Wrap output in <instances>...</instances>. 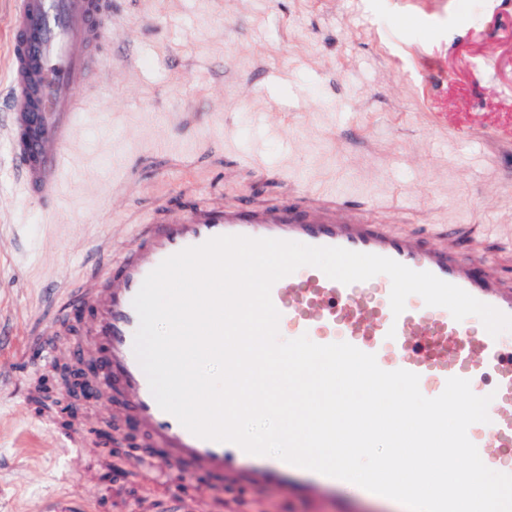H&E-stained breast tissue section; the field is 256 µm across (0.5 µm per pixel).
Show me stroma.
Here are the masks:
<instances>
[{
	"label": "stroma",
	"instance_id": "stroma-1",
	"mask_svg": "<svg viewBox=\"0 0 512 512\" xmlns=\"http://www.w3.org/2000/svg\"><path fill=\"white\" fill-rule=\"evenodd\" d=\"M107 61L84 92L58 205L32 204L4 122L9 18L0 0V512H337L221 476L160 471L114 431L109 402L69 418L42 396L72 337L43 312L46 289L81 290L94 259L127 257L145 225L182 206L273 205L286 178L308 202L344 195L395 232L478 251L512 280V0H111ZM135 58L120 61L118 50ZM276 137L260 170L241 142L257 114ZM39 326L50 344L16 356ZM53 424H44V417ZM79 430L83 447L62 448Z\"/></svg>",
	"mask_w": 512,
	"mask_h": 512
}]
</instances>
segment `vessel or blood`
<instances>
[{"instance_id": "1", "label": "vessel or blood", "mask_w": 512, "mask_h": 512, "mask_svg": "<svg viewBox=\"0 0 512 512\" xmlns=\"http://www.w3.org/2000/svg\"><path fill=\"white\" fill-rule=\"evenodd\" d=\"M112 13L98 0H19L11 18L8 56L12 112L10 144L22 184L40 202L58 200L67 153L82 118V89L100 68L96 55L112 36ZM225 235L336 246L392 258L461 287L483 303L512 315V282L485 269L482 256L466 258L447 245L426 244L384 225L309 210L285 197L272 207L250 203L230 210L196 207L174 213L143 236L131 256L111 269L110 290L75 292L71 308L92 320L74 328L75 348L92 347L100 364L96 384L124 402L153 446L164 449L162 466L188 462L259 486L271 493L315 498L345 487V480L254 455L229 442L195 436L156 403L133 350L139 326L132 300L146 276L169 256ZM377 291L361 283L330 279L305 265L278 280L271 299L280 314L279 333L308 336L326 345L347 342L375 355L386 371L404 369L419 377L421 393L439 396L449 378L468 379L472 391L491 396L489 420L469 427L468 437L490 469L512 474L500 451L512 448V344L478 330V317L455 320L443 307L407 299L401 315L390 306L391 280L373 278Z\"/></svg>"}]
</instances>
